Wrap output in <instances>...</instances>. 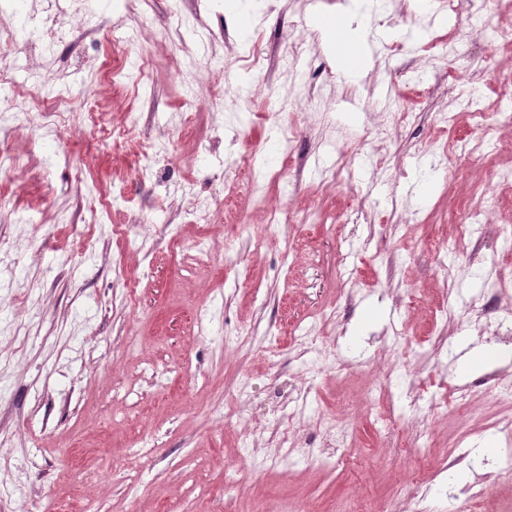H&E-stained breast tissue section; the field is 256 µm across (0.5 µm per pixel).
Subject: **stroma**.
Here are the masks:
<instances>
[{
	"instance_id": "35a3bbf8",
	"label": "stroma",
	"mask_w": 512,
	"mask_h": 512,
	"mask_svg": "<svg viewBox=\"0 0 512 512\" xmlns=\"http://www.w3.org/2000/svg\"><path fill=\"white\" fill-rule=\"evenodd\" d=\"M318 14L361 37L357 81L314 28ZM65 28L66 41L21 45L4 86L18 93L47 82L73 110L48 138L0 127V153L23 164L0 185L11 198L0 211V507L126 512L135 500L142 512H302L313 502L321 512H369L415 497L426 512H464L463 496L435 479L434 461L465 431L473 462L464 483L499 464L506 443L487 420L507 414L512 398L483 389L464 413L413 428L406 379L412 371L472 385L512 369V342L478 337L471 311L490 260L512 279V252L495 248L498 225L512 222V183L496 176L512 168V140L486 138L475 157L460 158L455 142L475 135L474 119L460 113L445 129L431 120L469 95L491 124L512 101V42L497 38L512 28V0H490L476 15L449 14L439 0H81ZM298 39L321 60L317 71L300 69L301 82L318 87L337 129L364 145L336 189L319 185L336 161L320 129L301 123L296 149L282 150L289 115L268 89L287 92L291 80L248 56L253 48L278 60ZM451 41L470 53L468 76L443 49ZM390 108L422 118L374 142L366 131ZM93 119L123 131L121 147L87 133ZM171 143L178 161L138 177V148ZM233 151L302 179L288 195L273 179L255 190L243 172L235 194L223 195ZM452 157L467 177L443 179ZM487 189L498 211L483 228L485 263L469 264L466 239L440 261L429 241L453 235ZM210 197L211 222L188 223L193 201ZM280 200L316 210L317 223H268L267 206ZM176 228L183 244L172 240ZM213 243L219 255L200 265L196 247ZM345 252L354 275L340 282ZM389 254L403 269L392 280ZM446 264L458 271L449 292ZM332 308L336 330L322 320ZM397 323L411 352L393 367L373 355ZM474 350L491 356L466 368ZM323 353L347 363L346 375L313 373ZM383 374L396 421L386 434L364 398L367 379ZM302 389L287 454L273 430ZM328 412L352 447L327 445ZM228 458L244 464L231 485Z\"/></svg>"
}]
</instances>
